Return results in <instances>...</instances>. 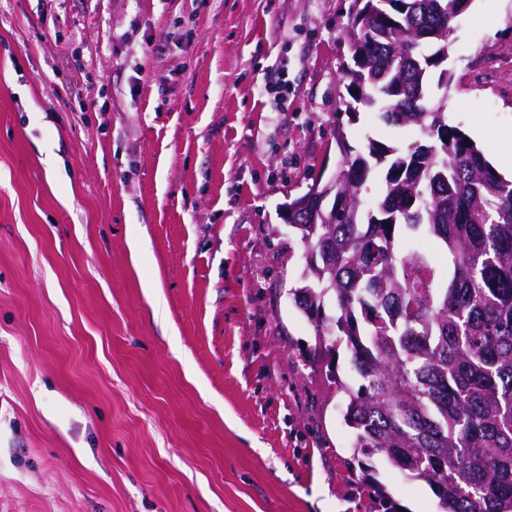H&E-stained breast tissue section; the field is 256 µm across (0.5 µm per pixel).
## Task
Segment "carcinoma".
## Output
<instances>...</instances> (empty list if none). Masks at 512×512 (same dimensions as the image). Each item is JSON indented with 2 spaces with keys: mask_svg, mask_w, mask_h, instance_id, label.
<instances>
[{
  "mask_svg": "<svg viewBox=\"0 0 512 512\" xmlns=\"http://www.w3.org/2000/svg\"><path fill=\"white\" fill-rule=\"evenodd\" d=\"M471 2L352 0L346 113L377 112L420 140L405 150L370 140L342 157L334 222L295 217L304 257L327 262L307 267L295 302L316 348L345 345L361 380L345 409L347 466L368 512H398L376 459L427 485L440 512H512V179L440 122L430 84ZM430 145L436 155L419 152ZM380 165L384 194L366 210L355 187ZM400 238L431 240L445 262L402 251Z\"/></svg>",
  "mask_w": 512,
  "mask_h": 512,
  "instance_id": "cac0c4a2",
  "label": "carcinoma"
}]
</instances>
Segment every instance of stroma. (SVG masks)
I'll use <instances>...</instances> for the list:
<instances>
[{"instance_id": "1", "label": "stroma", "mask_w": 512, "mask_h": 512, "mask_svg": "<svg viewBox=\"0 0 512 512\" xmlns=\"http://www.w3.org/2000/svg\"><path fill=\"white\" fill-rule=\"evenodd\" d=\"M351 0H0V512H367L345 348L279 211L351 147ZM449 124L512 133V0H473ZM404 512L437 499L386 461Z\"/></svg>"}]
</instances>
